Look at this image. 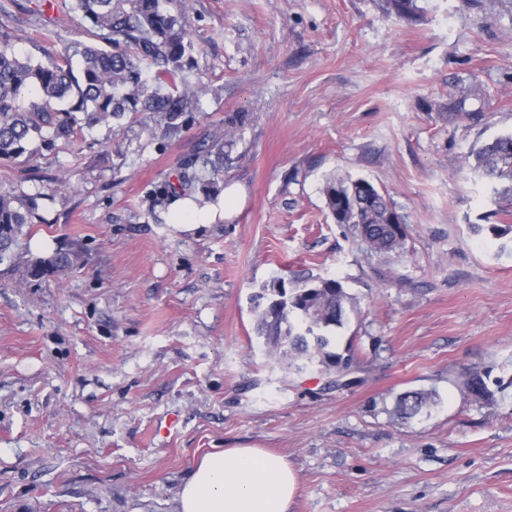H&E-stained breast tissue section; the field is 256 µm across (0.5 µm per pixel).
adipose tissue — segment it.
<instances>
[{
  "label": "adipose tissue",
  "instance_id": "ef3b65f1",
  "mask_svg": "<svg viewBox=\"0 0 512 512\" xmlns=\"http://www.w3.org/2000/svg\"><path fill=\"white\" fill-rule=\"evenodd\" d=\"M233 191L217 202L198 204L185 197L175 202L171 224L192 232L222 221L231 210ZM298 475L282 456L261 448H225L204 455L178 495L179 512H289Z\"/></svg>",
  "mask_w": 512,
  "mask_h": 512
}]
</instances>
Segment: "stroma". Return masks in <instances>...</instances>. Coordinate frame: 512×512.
Returning a JSON list of instances; mask_svg holds the SVG:
<instances>
[{
  "instance_id": "35a3bbf8",
  "label": "stroma",
  "mask_w": 512,
  "mask_h": 512,
  "mask_svg": "<svg viewBox=\"0 0 512 512\" xmlns=\"http://www.w3.org/2000/svg\"><path fill=\"white\" fill-rule=\"evenodd\" d=\"M190 0L203 85L177 134L126 114L30 157L0 190L42 202L33 241L76 248L66 275L0 264V512H177L207 453L262 448L299 483L291 512H512V197L471 150L512 135V0ZM0 30L40 56L88 41L49 0H0ZM467 97L478 119L451 113ZM247 120L224 185L232 215L184 233L157 205L228 114ZM404 215L396 252L332 218L330 175ZM339 280L354 383L269 357L253 298L274 280ZM485 375L492 404L456 377ZM440 397L412 420L407 391Z\"/></svg>"
}]
</instances>
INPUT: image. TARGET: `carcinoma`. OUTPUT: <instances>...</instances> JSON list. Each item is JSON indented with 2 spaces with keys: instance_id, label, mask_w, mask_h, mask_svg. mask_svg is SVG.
Masks as SVG:
<instances>
[{
  "instance_id": "cac0c4a2",
  "label": "carcinoma",
  "mask_w": 512,
  "mask_h": 512,
  "mask_svg": "<svg viewBox=\"0 0 512 512\" xmlns=\"http://www.w3.org/2000/svg\"><path fill=\"white\" fill-rule=\"evenodd\" d=\"M80 15L97 38L61 49H42L43 58L20 56L10 33L0 31V159L33 155L58 139H70L86 125L107 124L129 112L142 113L175 134L184 115L198 109L200 90L184 76L195 50L187 28L188 0H62ZM243 117L224 120L207 157L185 164L182 185L196 186L210 200L224 190L218 175L236 142ZM471 171L512 196V136L497 137L472 153ZM327 208L338 224L352 226L368 252L387 254L401 247L406 225L388 223L395 208L365 179L332 176L323 186ZM52 195L0 193V262L14 260L26 280L63 274L78 262V252L60 249L26 259L11 252L23 227L34 222L38 201ZM257 330L269 354L288 367L312 364L336 374L359 359L353 345L336 351V329L343 327L350 297L334 278L275 281L254 299ZM459 383L475 401L489 402L492 392L478 370L460 373ZM438 405L433 392L411 391L396 399V413L411 419Z\"/></svg>"
}]
</instances>
